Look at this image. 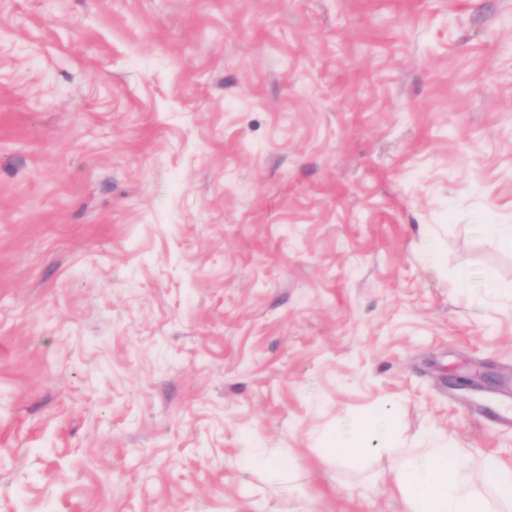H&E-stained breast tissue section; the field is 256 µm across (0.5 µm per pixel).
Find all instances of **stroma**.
<instances>
[{
    "instance_id": "35a3bbf8",
    "label": "stroma",
    "mask_w": 512,
    "mask_h": 512,
    "mask_svg": "<svg viewBox=\"0 0 512 512\" xmlns=\"http://www.w3.org/2000/svg\"><path fill=\"white\" fill-rule=\"evenodd\" d=\"M491 221L512 0H0V512H401L435 440L501 506ZM377 429L370 425H358L353 431V435L343 440L336 436L332 440V446L329 452L335 458H352L371 449L374 445Z\"/></svg>"
}]
</instances>
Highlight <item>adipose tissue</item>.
Returning a JSON list of instances; mask_svg holds the SVG:
<instances>
[{"instance_id":"1","label":"adipose tissue","mask_w":512,"mask_h":512,"mask_svg":"<svg viewBox=\"0 0 512 512\" xmlns=\"http://www.w3.org/2000/svg\"><path fill=\"white\" fill-rule=\"evenodd\" d=\"M402 512H488L458 480V459L438 445L405 456L390 472Z\"/></svg>"}]
</instances>
